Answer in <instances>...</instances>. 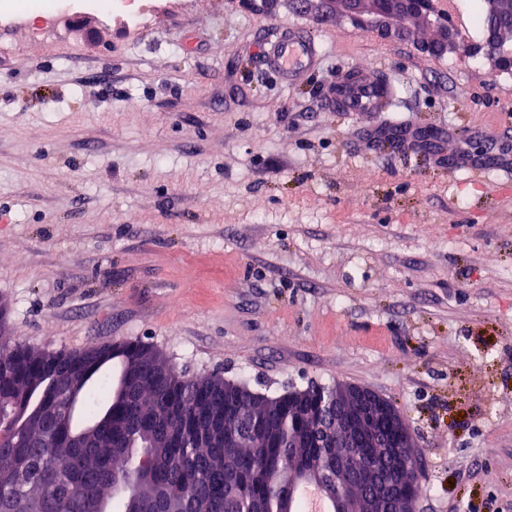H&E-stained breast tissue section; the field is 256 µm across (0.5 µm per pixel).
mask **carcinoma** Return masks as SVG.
I'll return each instance as SVG.
<instances>
[{
  "label": "carcinoma",
  "mask_w": 512,
  "mask_h": 512,
  "mask_svg": "<svg viewBox=\"0 0 512 512\" xmlns=\"http://www.w3.org/2000/svg\"><path fill=\"white\" fill-rule=\"evenodd\" d=\"M498 23L512 39V0ZM254 427L245 448L224 447V405ZM305 408L224 394V380L181 376L151 346L128 342L40 351L9 340L0 311V512H303L286 475L312 474L329 448L288 447ZM54 431L42 447L43 431Z\"/></svg>",
  "instance_id": "obj_1"
}]
</instances>
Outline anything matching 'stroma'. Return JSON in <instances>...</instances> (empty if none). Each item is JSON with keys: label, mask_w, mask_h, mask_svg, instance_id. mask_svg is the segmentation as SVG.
I'll use <instances>...</instances> for the list:
<instances>
[{"label": "stroma", "mask_w": 512, "mask_h": 512, "mask_svg": "<svg viewBox=\"0 0 512 512\" xmlns=\"http://www.w3.org/2000/svg\"><path fill=\"white\" fill-rule=\"evenodd\" d=\"M308 25L290 85L257 54ZM237 0L0 18V303L28 347L138 340L270 397L354 383L422 456L418 512H512V69ZM398 85L328 111L336 72ZM426 147L378 146L397 127ZM150 4L147 0H115L112 12L120 13L129 23L136 24L143 19Z\"/></svg>", "instance_id": "1"}]
</instances>
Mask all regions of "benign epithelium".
I'll return each instance as SVG.
<instances>
[{"mask_svg":"<svg viewBox=\"0 0 512 512\" xmlns=\"http://www.w3.org/2000/svg\"><path fill=\"white\" fill-rule=\"evenodd\" d=\"M294 8L317 23L336 15L350 17L362 30L388 39H404L415 25L436 29L439 38L424 43L431 55L464 50L500 70L512 67V44L494 25L477 43L467 41L456 24L449 22L445 0H289ZM283 401L301 406L312 400L320 412L306 417L307 425L322 431L340 451L327 472L336 476L335 491L315 483L333 501L335 512H388L380 493L391 491L393 512H417V485L413 474L421 465L414 437L401 410L375 391L338 383L332 388L311 386L281 395ZM346 448H376L373 459L344 452ZM311 483L308 470L299 466L288 473L289 494Z\"/></svg>","mask_w":512,"mask_h":512,"instance_id":"1","label":"benign epithelium"}]
</instances>
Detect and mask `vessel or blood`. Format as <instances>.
<instances>
[{
    "label": "vessel or blood",
    "mask_w": 512,
    "mask_h": 512,
    "mask_svg": "<svg viewBox=\"0 0 512 512\" xmlns=\"http://www.w3.org/2000/svg\"><path fill=\"white\" fill-rule=\"evenodd\" d=\"M320 56L321 45L317 38L299 26L277 29L264 41L267 65L288 84L316 69ZM336 84L330 104L346 112L381 111L383 102L395 92L392 83L376 80L365 71L351 81L345 75H337Z\"/></svg>",
    "instance_id": "vessel-or-blood-1"
}]
</instances>
